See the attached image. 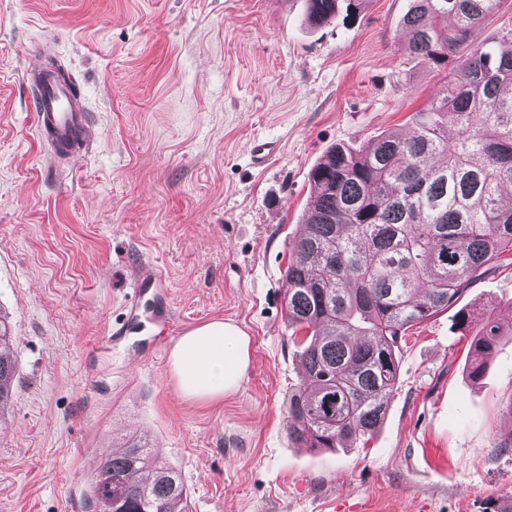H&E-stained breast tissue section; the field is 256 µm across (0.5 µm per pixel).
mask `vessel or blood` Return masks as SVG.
<instances>
[{"instance_id":"obj_1","label":"vessel or blood","mask_w":512,"mask_h":512,"mask_svg":"<svg viewBox=\"0 0 512 512\" xmlns=\"http://www.w3.org/2000/svg\"><path fill=\"white\" fill-rule=\"evenodd\" d=\"M27 79L37 94V128L55 156L79 153L91 142V115L69 81L49 70H29Z\"/></svg>"}]
</instances>
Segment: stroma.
Masks as SVG:
<instances>
[{"instance_id":"35a3bbf8","label":"stroma","mask_w":512,"mask_h":512,"mask_svg":"<svg viewBox=\"0 0 512 512\" xmlns=\"http://www.w3.org/2000/svg\"><path fill=\"white\" fill-rule=\"evenodd\" d=\"M408 0H361L325 24L306 0H0V313L18 374L0 413V512H83L91 450L138 432L176 468L190 512H482L512 502V265L459 306L493 300L504 334L478 381L456 310L411 327L386 417L363 448L289 438L301 368L282 306L310 172L334 146L408 133L455 61L411 56ZM53 61L94 141L60 163L35 132L24 73ZM277 142L256 167L252 150ZM170 331L111 338L133 278ZM229 321L250 338L239 387L175 392L169 354Z\"/></svg>"}]
</instances>
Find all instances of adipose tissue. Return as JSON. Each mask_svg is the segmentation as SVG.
<instances>
[{
  "label": "adipose tissue",
  "instance_id": "adipose-tissue-1",
  "mask_svg": "<svg viewBox=\"0 0 512 512\" xmlns=\"http://www.w3.org/2000/svg\"><path fill=\"white\" fill-rule=\"evenodd\" d=\"M250 363V339L234 324L215 320L181 336L170 353L179 396L215 401L238 386Z\"/></svg>",
  "mask_w": 512,
  "mask_h": 512
}]
</instances>
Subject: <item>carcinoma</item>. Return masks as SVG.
I'll return each mask as SVG.
<instances>
[{"label": "carcinoma", "instance_id": "carcinoma-1", "mask_svg": "<svg viewBox=\"0 0 512 512\" xmlns=\"http://www.w3.org/2000/svg\"><path fill=\"white\" fill-rule=\"evenodd\" d=\"M341 0H307L309 21ZM502 0H408L411 55L459 61L446 93L412 115L407 136L329 149L311 171L316 188L304 231L289 244L283 304L302 375L288 390V435L306 448L363 445L384 420L405 331L455 306L492 262L512 256V45L475 42ZM458 135L448 139V124ZM471 374L502 330L492 313L457 314ZM305 335H299V332ZM0 316V409L10 404L16 359ZM103 459L83 491L85 512H188L180 474L134 432Z\"/></svg>", "mask_w": 512, "mask_h": 512}]
</instances>
